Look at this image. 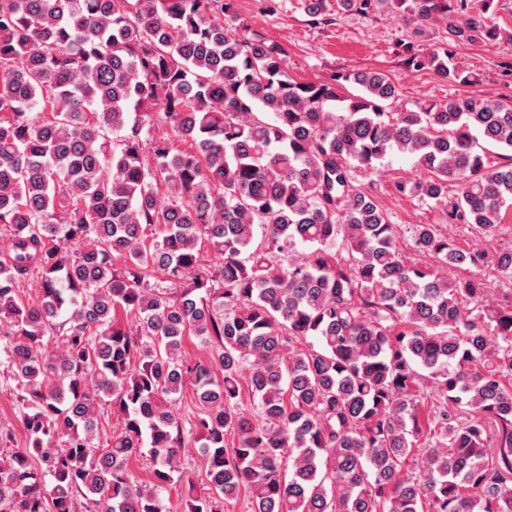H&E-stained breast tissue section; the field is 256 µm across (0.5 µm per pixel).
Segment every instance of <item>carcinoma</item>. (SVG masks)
<instances>
[{"instance_id":"cac0c4a2","label":"carcinoma","mask_w":512,"mask_h":512,"mask_svg":"<svg viewBox=\"0 0 512 512\" xmlns=\"http://www.w3.org/2000/svg\"><path fill=\"white\" fill-rule=\"evenodd\" d=\"M337 8L420 28L468 10ZM465 25L512 47V30ZM406 49L416 68L474 82L446 48ZM482 140L512 150V103L408 108L381 72L297 81L278 44L246 35L234 0H0V342L27 436L0 452V512H165L184 434L171 396L188 383L211 493L181 512H224L243 490L251 512H512V304H483L469 275L512 279V249L464 250L414 224V250L446 272L410 263L355 185L411 155L424 177L396 190L491 235L512 208V154L494 163ZM200 241L218 264L203 265ZM187 336L208 359L183 362ZM421 370L443 398L426 434ZM243 382L261 426L238 408ZM107 402L122 430L98 448ZM144 453L149 486L129 470Z\"/></svg>"}]
</instances>
